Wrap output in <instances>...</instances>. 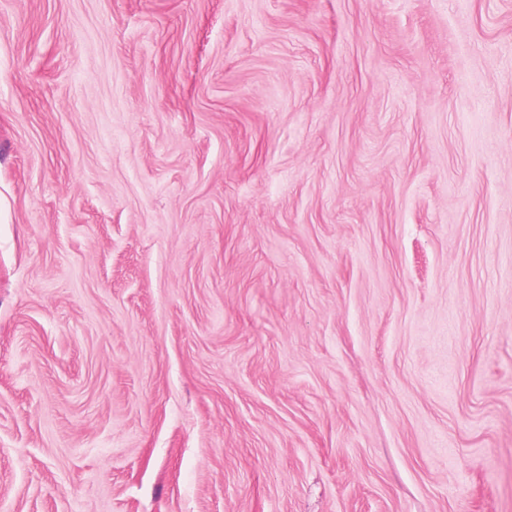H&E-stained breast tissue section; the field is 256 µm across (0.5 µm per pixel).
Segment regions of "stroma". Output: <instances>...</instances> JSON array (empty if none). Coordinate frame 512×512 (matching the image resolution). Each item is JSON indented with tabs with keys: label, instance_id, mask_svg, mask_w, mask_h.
Here are the masks:
<instances>
[{
	"label": "stroma",
	"instance_id": "stroma-1",
	"mask_svg": "<svg viewBox=\"0 0 512 512\" xmlns=\"http://www.w3.org/2000/svg\"><path fill=\"white\" fill-rule=\"evenodd\" d=\"M0 512H512V0H0Z\"/></svg>",
	"mask_w": 512,
	"mask_h": 512
}]
</instances>
